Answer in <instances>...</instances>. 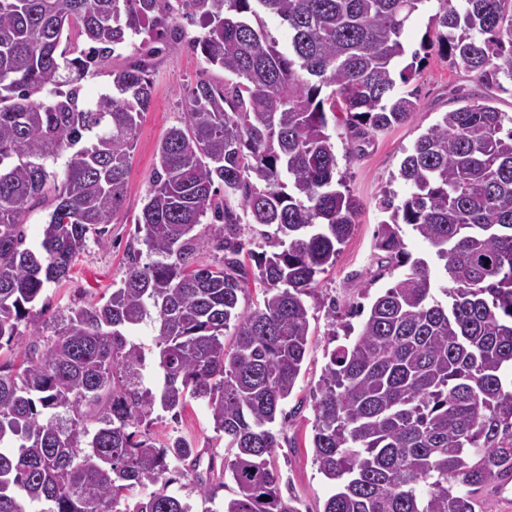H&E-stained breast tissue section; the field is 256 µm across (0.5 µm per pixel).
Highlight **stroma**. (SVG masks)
I'll return each mask as SVG.
<instances>
[{
    "instance_id": "stroma-1",
    "label": "stroma",
    "mask_w": 512,
    "mask_h": 512,
    "mask_svg": "<svg viewBox=\"0 0 512 512\" xmlns=\"http://www.w3.org/2000/svg\"><path fill=\"white\" fill-rule=\"evenodd\" d=\"M422 69L409 83L419 104L418 112L403 125L379 134L366 145L360 157L345 160V143L335 139L339 169L346 174L351 193L364 203L352 235L341 245L333 267L318 277L316 291L335 301V314L326 307L311 305L309 342L303 367L292 395L283 409L288 415L282 446L272 462L281 476L282 489L290 491L300 512H323L333 486L313 460L311 442L314 434V393L328 355L345 344L347 331H359L375 298L392 282V275L377 277L383 256L376 247L377 227L386 215L377 206L383 192L404 200L410 189L398 177L400 163L417 137L440 120L444 112L460 106L461 96L473 100L485 97L486 90L470 74L451 68L437 48L423 49ZM220 82L224 72L207 67L200 55L184 43L172 44L154 59V92L145 112L132 151L128 175L126 209L118 223L110 225L106 241L90 238L68 280L45 288L35 303L40 316L37 326L24 325L12 349H1L0 359L18 361L22 346L33 330L52 335L60 316L71 307L109 296L123 282L128 257L126 248L133 240L136 219L141 211L156 163L159 142L167 131L184 119V97L200 76ZM157 442H166L172 432H179L204 452L205 458L222 460L224 441L215 432L209 409L202 400L190 401L178 420L154 410L140 426Z\"/></svg>"
}]
</instances>
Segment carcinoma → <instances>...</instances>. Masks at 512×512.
Wrapping results in <instances>:
<instances>
[{
	"instance_id": "carcinoma-1",
	"label": "carcinoma",
	"mask_w": 512,
	"mask_h": 512,
	"mask_svg": "<svg viewBox=\"0 0 512 512\" xmlns=\"http://www.w3.org/2000/svg\"><path fill=\"white\" fill-rule=\"evenodd\" d=\"M430 0H0V348L32 323L46 284L67 277L88 234L126 200L131 151L153 98L152 62L174 11L205 21L189 41L224 83L189 89L183 125L157 148L137 219L154 259L129 250L122 285L69 309L22 363H0V512H189L170 473L215 490L203 451L138 430L155 404L207 402L224 434V512H300L272 466L277 416L308 344L307 299L334 265L363 202L338 171L327 113L350 150L407 122L421 65L407 21ZM433 37L449 64L512 94V0H436ZM287 23L282 48L263 16ZM92 43L69 57L64 32ZM145 36L112 70V91L80 98L113 47ZM331 92L323 94V89ZM403 158L411 192L378 200L387 265L408 270L376 297L358 334L332 351L314 395L313 459L335 481L323 512H484L474 494L512 481V116L462 97ZM69 153L63 177L48 161ZM50 208L38 246L25 216ZM212 217L203 239L194 234ZM258 250L246 249L244 230ZM428 243L446 281L411 258L400 225ZM222 253L202 263L205 244ZM255 261L247 270L243 253ZM262 300L239 309L250 284ZM155 317L160 393L141 388L131 329ZM233 330V351L224 332ZM69 425H60V414ZM156 490L137 496L136 489Z\"/></svg>"
}]
</instances>
